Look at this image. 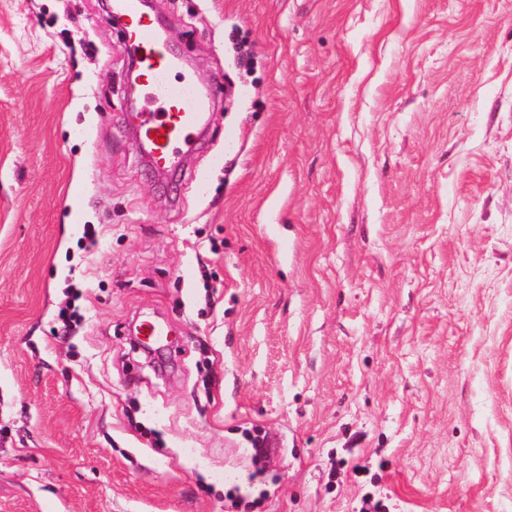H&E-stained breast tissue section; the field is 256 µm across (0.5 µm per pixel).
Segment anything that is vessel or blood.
Masks as SVG:
<instances>
[{
	"instance_id": "1",
	"label": "vessel or blood",
	"mask_w": 512,
	"mask_h": 512,
	"mask_svg": "<svg viewBox=\"0 0 512 512\" xmlns=\"http://www.w3.org/2000/svg\"><path fill=\"white\" fill-rule=\"evenodd\" d=\"M119 10L127 18L124 36L139 63L143 84L164 105L160 112L137 113L133 129L152 150V168L169 172L182 164L183 148L189 145L192 131L203 123V112L217 93L211 90L201 96L196 94L193 81H169L167 49L139 0H121Z\"/></svg>"
}]
</instances>
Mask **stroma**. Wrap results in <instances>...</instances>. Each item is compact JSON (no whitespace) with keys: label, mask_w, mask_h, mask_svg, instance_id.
I'll list each match as a JSON object with an SVG mask.
<instances>
[{"label":"stroma","mask_w":512,"mask_h":512,"mask_svg":"<svg viewBox=\"0 0 512 512\" xmlns=\"http://www.w3.org/2000/svg\"><path fill=\"white\" fill-rule=\"evenodd\" d=\"M111 3L0 0V512H512V0H156L167 180ZM118 8L128 19L124 36L139 63L143 84L155 100L166 105L162 112L137 113L133 129L152 150L151 167L156 172H169L182 164L181 149L191 146V132L204 122L202 113L220 88L217 86L201 96L195 94L191 80L169 81L167 72L172 62L154 24L142 12L139 0H122ZM161 137L166 142L158 143Z\"/></svg>","instance_id":"1"}]
</instances>
